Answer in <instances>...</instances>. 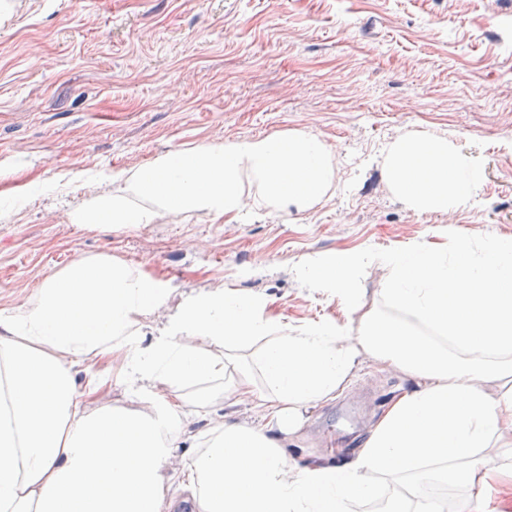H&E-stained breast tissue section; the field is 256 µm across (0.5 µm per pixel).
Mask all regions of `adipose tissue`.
I'll list each match as a JSON object with an SVG mask.
<instances>
[{
    "mask_svg": "<svg viewBox=\"0 0 512 512\" xmlns=\"http://www.w3.org/2000/svg\"><path fill=\"white\" fill-rule=\"evenodd\" d=\"M381 165L416 212L450 213L478 195L471 158L445 136L396 137ZM100 178L111 190L72 209L71 223L288 214L320 201L335 170L323 140L290 130L216 139ZM294 272L351 319L291 329L263 295L220 282L172 310L140 270L108 255L40 281L0 314V512H173L177 490L193 512H361L383 481L389 512H456L457 495L512 473V237L323 253ZM374 274L369 301L360 286ZM104 358L120 362L136 409L97 382ZM365 363L414 385L341 466H292L286 440Z\"/></svg>",
    "mask_w": 512,
    "mask_h": 512,
    "instance_id": "1",
    "label": "adipose tissue"
}]
</instances>
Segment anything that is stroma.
I'll use <instances>...</instances> for the list:
<instances>
[{"label":"stroma","mask_w":512,"mask_h":512,"mask_svg":"<svg viewBox=\"0 0 512 512\" xmlns=\"http://www.w3.org/2000/svg\"><path fill=\"white\" fill-rule=\"evenodd\" d=\"M0 20V309L72 261L109 254L176 306L209 284L261 293L280 322H346L301 287L304 256L443 244L438 225L512 237V0H17ZM309 131L335 152L331 192L287 217L191 214L84 229L71 208L156 156L215 139ZM451 137L481 175L477 199L417 213L385 185L397 136ZM408 376L362 366L289 441L291 463L341 464ZM463 512H512V477Z\"/></svg>","instance_id":"35a3bbf8"}]
</instances>
